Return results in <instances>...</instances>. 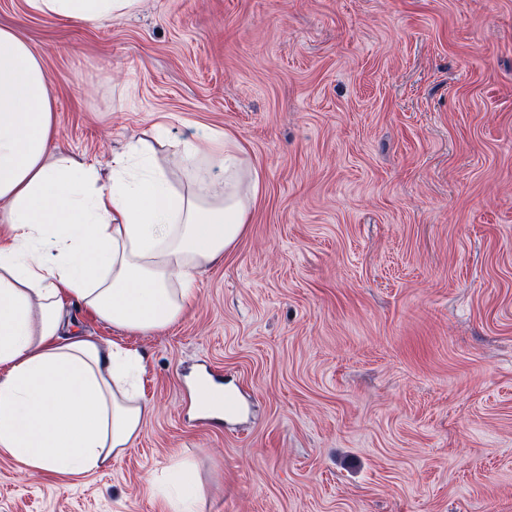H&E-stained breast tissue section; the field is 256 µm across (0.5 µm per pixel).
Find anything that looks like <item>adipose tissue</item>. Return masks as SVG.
<instances>
[{"mask_svg":"<svg viewBox=\"0 0 512 512\" xmlns=\"http://www.w3.org/2000/svg\"><path fill=\"white\" fill-rule=\"evenodd\" d=\"M39 16L96 24L141 0H25ZM55 101L40 58L0 28V450L25 470L82 474L139 436L150 408L144 358L70 332L79 301L100 320L149 334L193 302L196 273L243 236L261 177L233 137L185 143L177 183L148 142L129 144L102 178L51 153ZM171 512H198L197 471L175 461L162 486Z\"/></svg>","mask_w":512,"mask_h":512,"instance_id":"adipose-tissue-1","label":"adipose tissue"}]
</instances>
